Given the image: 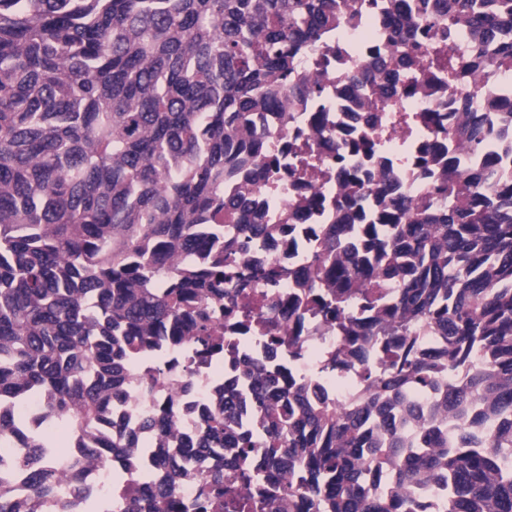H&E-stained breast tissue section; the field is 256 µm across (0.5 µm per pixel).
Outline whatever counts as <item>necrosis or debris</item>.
I'll return each instance as SVG.
<instances>
[{"label": "necrosis or debris", "mask_w": 512, "mask_h": 512, "mask_svg": "<svg viewBox=\"0 0 512 512\" xmlns=\"http://www.w3.org/2000/svg\"><path fill=\"white\" fill-rule=\"evenodd\" d=\"M387 0H378L372 10L357 22L340 26L329 37L331 51L325 66H318V55L309 52L300 62L301 76L323 74V93L307 101L300 109L264 113L260 119L266 134L260 143L262 157L276 160L281 172L266 177L243 173L225 183L226 197L258 204L252 212L255 224H286L288 233L259 248L247 250V261H270L282 271L272 285L241 289L236 304L224 307V350L198 361L194 348L187 343L160 347L153 355L139 359L136 370L145 371L171 361L190 366L194 384L183 397L184 404L205 405L216 385L240 377L252 364L263 366L266 376L277 383L301 380L311 383L345 407L362 395L363 369L383 373L386 365L379 347H370L365 366L337 368L325 366V356L341 342L335 323L326 320L318 308L306 310L301 319L300 345L269 351L267 323L281 320L282 310L300 289L298 273L310 270L318 246L310 226L337 222L336 204L344 200L345 180L336 169L345 166L362 184L418 197L434 186L433 168L421 165L424 157H438L442 169L467 172L482 163L481 156L462 149L456 141L435 135L422 121L414 129L390 126L389 113L383 112L377 85H384L392 98L402 99L407 110L422 116L426 112L453 111L462 93L474 95L481 104H489L505 94H512V70L493 69L478 82L449 83L447 78L428 76L421 79L416 93H405V69L391 64L382 78L367 77L354 83L355 74L363 72L368 61L392 56L393 28L385 19ZM381 123L386 132L380 139L381 157L391 161L384 168L378 159L348 150V142L370 135L373 123ZM306 149L308 171L301 178L284 177V170L298 165V147ZM157 468H143L125 477L104 468L88 471L85 484L91 490L89 504L107 512L110 505L142 497L152 489Z\"/></svg>", "instance_id": "4bbe7bcc"}]
</instances>
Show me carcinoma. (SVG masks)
<instances>
[{"instance_id": "carcinoma-1", "label": "carcinoma", "mask_w": 512, "mask_h": 512, "mask_svg": "<svg viewBox=\"0 0 512 512\" xmlns=\"http://www.w3.org/2000/svg\"><path fill=\"white\" fill-rule=\"evenodd\" d=\"M375 0H0V464L32 495L0 487V512H40L58 486L92 467L143 465L155 439L162 477L122 512H171L180 483L206 496L183 512H421L415 493L448 487L441 512H512V127L493 128L457 101L458 127L497 139L500 164L418 200L387 197L380 223L318 225L311 275L288 316L319 306L343 332L328 365L361 363L382 345L389 370L364 371L359 405L342 409L290 381L272 392L247 372L244 399L213 391L189 438L171 442L190 375L174 364L140 377L175 388L136 422L117 418L133 361L169 342L199 356L224 349V283H275L276 267L243 274L242 238L266 242L278 224L227 221L239 202L224 183L252 166L259 112L300 106L321 78L294 79L302 52L325 47L346 13ZM400 62L455 82L457 42L477 62L512 69V0H433L396 18ZM436 26L442 41L423 38ZM441 350L421 344L425 331ZM268 345L298 344L270 328ZM470 366L429 408L414 387ZM31 395L63 418L70 450L31 430L13 406ZM260 487L241 502L240 466ZM384 485L381 495L369 487Z\"/></svg>"}]
</instances>
